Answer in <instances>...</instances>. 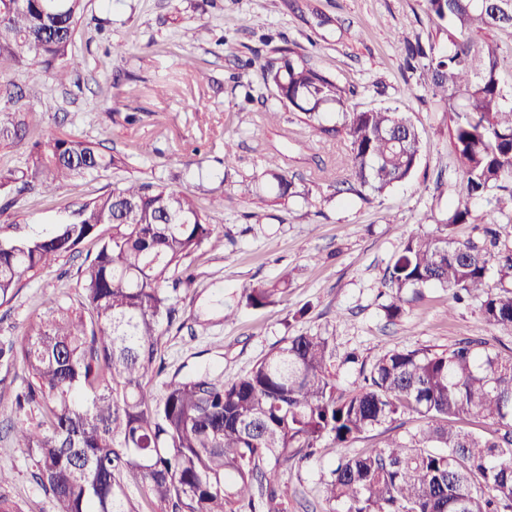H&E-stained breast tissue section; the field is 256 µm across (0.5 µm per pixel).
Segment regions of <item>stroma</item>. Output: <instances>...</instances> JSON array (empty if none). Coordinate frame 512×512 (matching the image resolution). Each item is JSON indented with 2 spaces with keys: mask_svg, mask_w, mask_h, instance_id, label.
<instances>
[{
  "mask_svg": "<svg viewBox=\"0 0 512 512\" xmlns=\"http://www.w3.org/2000/svg\"><path fill=\"white\" fill-rule=\"evenodd\" d=\"M404 42L446 48L448 25L427 15L423 0H85L74 36L85 63L79 83L60 86L24 67L11 68L10 78L46 128L128 154V164L51 194H0V224L42 229L77 199L129 179L191 190L204 206L223 195L224 208L211 212L210 222L235 241L191 258L194 281L175 294L177 320L162 339L161 370L145 385L154 397L177 374L208 369L228 380L240 377L272 347L301 333L331 337L338 356L332 371L346 390L359 383L357 372L341 362L352 351L371 364L392 349L442 351L464 336L510 350L512 334L490 328L477 303L449 308L441 288L426 289L400 321L384 318L383 280L403 237L433 230L464 201L448 115L435 106L429 74L407 63ZM118 43L124 50L116 55ZM283 48L353 86L351 107L391 106L409 115L422 139L416 173L365 200L336 194L337 182L348 177L346 144L312 137L244 68L253 54L275 59ZM186 55L194 57L193 69L182 67ZM268 109L279 110V127L260 122ZM228 141L235 144L229 160ZM275 149L287 154L288 170L307 198L278 199L261 178L264 159ZM467 204L472 219L455 229L461 239L491 221L484 203ZM96 249V242L85 243L22 279L17 296L0 306V346L22 342L45 300L79 301L80 268ZM284 273L291 286L276 304L239 306L234 319L225 320V304L236 303L244 286ZM27 384L21 362L0 359V467L11 475L0 496L18 512H59L36 481L31 454L13 441L11 421L41 418L35 406H16ZM383 439L376 429L345 450L326 442L313 459L272 472L271 485L282 493L278 512H329L323 482L336 459Z\"/></svg>",
  "mask_w": 512,
  "mask_h": 512,
  "instance_id": "35a3bbf8",
  "label": "stroma"
}]
</instances>
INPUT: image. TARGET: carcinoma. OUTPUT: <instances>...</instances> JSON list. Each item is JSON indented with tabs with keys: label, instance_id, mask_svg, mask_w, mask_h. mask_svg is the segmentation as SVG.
<instances>
[{
	"label": "carcinoma",
	"instance_id": "carcinoma-1",
	"mask_svg": "<svg viewBox=\"0 0 512 512\" xmlns=\"http://www.w3.org/2000/svg\"><path fill=\"white\" fill-rule=\"evenodd\" d=\"M447 22L448 47L406 46L425 60L433 98L448 112L454 163L468 198L483 200L512 223V91L498 80L499 47L474 34L512 28V0H424ZM82 0H0V63L50 73L64 86L80 79L73 49ZM284 107L313 132L347 142L348 190L382 193L410 179L420 138L410 117L392 107L350 109L355 88L340 85L290 51L280 63L248 59ZM0 70V94L15 100L0 120V141L33 139L20 167L0 168V192L53 193L66 182L126 166V157L93 143L42 129L40 113L14 94ZM262 177L278 197L301 192L282 155L265 160ZM470 210L456 206L435 230L410 233L387 268L383 305L393 323L429 287L451 300H480L494 330L512 334V247L500 246L496 224L479 241L459 240L453 227ZM95 257L80 270V307L45 302L17 348L28 377V400L42 411L35 426L14 427L17 446L34 456L36 479L60 512H133L127 483L142 484L164 512H272L267 466L309 459L322 441L347 448L371 430H390L415 412L416 431L378 448L344 456L324 482L326 502L339 512H512V352L481 337H462L443 351L393 349L359 368L363 383L341 391L331 373L336 346L320 333L292 336L245 376L208 372L175 376L150 397L161 338L176 320L171 293L190 285L180 276L204 245L224 246L188 189L131 180L76 203L58 225L34 232L0 224V305L27 274L51 267L84 241L98 238ZM500 287H487L490 272ZM288 275L244 289L252 308L275 303ZM478 420L482 435L460 423Z\"/></svg>",
	"mask_w": 512,
	"mask_h": 512
}]
</instances>
